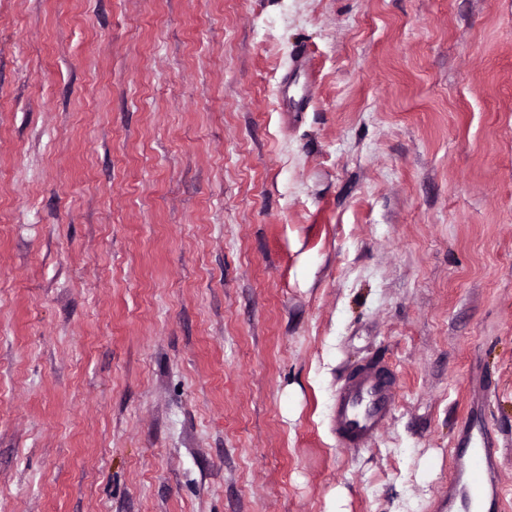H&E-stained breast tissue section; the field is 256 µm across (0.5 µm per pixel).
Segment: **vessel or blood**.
<instances>
[{
    "label": "vessel or blood",
    "mask_w": 512,
    "mask_h": 512,
    "mask_svg": "<svg viewBox=\"0 0 512 512\" xmlns=\"http://www.w3.org/2000/svg\"><path fill=\"white\" fill-rule=\"evenodd\" d=\"M393 401V378L384 366L371 362L353 372L336 391L332 428L337 444L369 446L383 429ZM498 451L494 433L465 425L448 483L449 512H466L475 503L484 512H501Z\"/></svg>",
    "instance_id": "b4317fda"
}]
</instances>
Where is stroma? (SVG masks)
<instances>
[{
  "label": "stroma",
  "instance_id": "obj_1",
  "mask_svg": "<svg viewBox=\"0 0 512 512\" xmlns=\"http://www.w3.org/2000/svg\"><path fill=\"white\" fill-rule=\"evenodd\" d=\"M469 419L512 512V0H0V512H445ZM394 401V382L382 365L368 363L336 390L332 428L341 447L365 448L383 429Z\"/></svg>",
  "mask_w": 512,
  "mask_h": 512
}]
</instances>
